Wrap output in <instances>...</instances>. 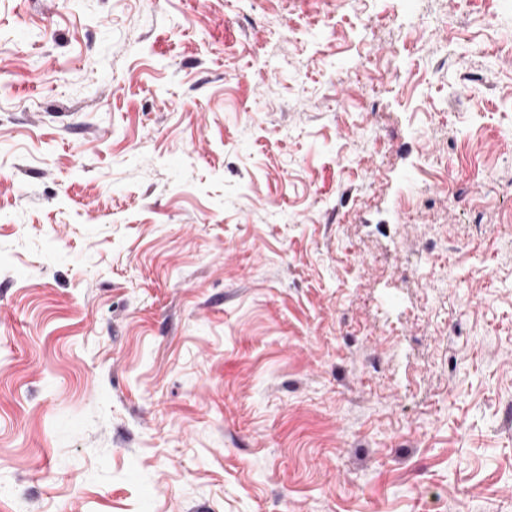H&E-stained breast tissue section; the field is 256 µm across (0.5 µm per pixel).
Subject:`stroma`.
<instances>
[{
    "mask_svg": "<svg viewBox=\"0 0 512 512\" xmlns=\"http://www.w3.org/2000/svg\"><path fill=\"white\" fill-rule=\"evenodd\" d=\"M0 512H512V0H0Z\"/></svg>",
    "mask_w": 512,
    "mask_h": 512,
    "instance_id": "35a3bbf8",
    "label": "stroma"
}]
</instances>
